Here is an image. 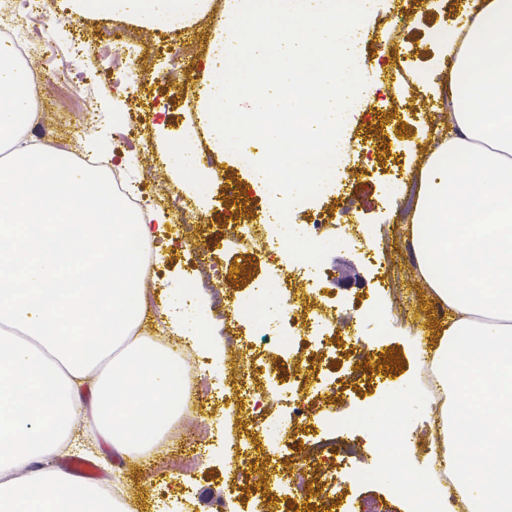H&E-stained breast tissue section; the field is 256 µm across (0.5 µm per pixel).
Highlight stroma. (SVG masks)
Instances as JSON below:
<instances>
[{
  "label": "stroma",
  "instance_id": "obj_1",
  "mask_svg": "<svg viewBox=\"0 0 512 512\" xmlns=\"http://www.w3.org/2000/svg\"><path fill=\"white\" fill-rule=\"evenodd\" d=\"M403 12L408 21L401 26L395 19ZM217 22L212 12L188 32L172 33L135 23L120 30L112 20L78 15L60 23L39 12L17 31L18 39L34 36L49 44L36 69L69 85L70 107H59L51 89L38 99L53 141L81 148L90 115L103 112L118 113L119 126L132 128L136 153L126 154L121 136L109 132L102 137L105 152L126 154V181L136 184L150 208L168 213L177 232L163 262L145 279L146 294L154 309L173 311L190 324L203 318L213 324V357H190L195 411L178 421L179 438L151 462L132 459L121 467L130 512H153L158 502L173 512H259L254 492L265 477L259 463L286 453L293 441L301 452L316 455L315 483L336 473L334 490L342 503L358 510L368 503L377 512H419L427 493H438L444 483L435 463L440 448L439 414L431 404L434 369L414 354L417 343L436 330L438 314L414 272L402 210L435 145L439 106L448 92L449 58L441 38L454 35L463 22L457 0H422L410 9L401 0H373L358 52L366 62L380 61L382 69L354 102L345 131L360 153L333 188L302 202L291 216L292 228L315 241L346 233L358 241L325 260L329 278L322 286L281 266L278 251L266 245L269 227L260 217L224 221L227 184L242 189L253 206L273 203L274 196L269 188L253 187L252 169L240 155L212 151L210 129L197 110L203 59ZM80 38L93 40V53H74ZM64 63L71 69L67 79L59 73ZM187 136L208 170L201 185L209 199L204 208L186 195L182 177L159 145L164 137ZM351 201L358 212L345 227L337 216ZM210 265L218 274L213 291L203 294V306L175 291L178 280ZM289 294L313 302L327 316L337 309L348 312L353 335L393 364L368 385L357 373L355 355L320 362L321 373L359 392L352 397L320 391L308 381L296 404L317 426L298 439L288 412L257 415L237 406L241 366H260L285 386L294 382L293 369L307 352L280 349L264 340L254 318L234 317L232 310L261 306L265 318L291 322L299 335L305 331L300 310L283 313L269 305ZM228 331L241 341L239 357L224 351ZM254 431L260 444L250 447L248 461L227 463V445Z\"/></svg>",
  "mask_w": 512,
  "mask_h": 512
}]
</instances>
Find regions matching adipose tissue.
Listing matches in <instances>:
<instances>
[{
  "mask_svg": "<svg viewBox=\"0 0 512 512\" xmlns=\"http://www.w3.org/2000/svg\"><path fill=\"white\" fill-rule=\"evenodd\" d=\"M85 17L164 29L208 0H74ZM446 119L407 226L419 280L444 313L428 356L447 393L440 445L467 512H512V0H462ZM33 74L0 50V512H127L51 466L84 419L113 457L151 453L186 407L185 373L142 335L152 225L112 188L27 137Z\"/></svg>",
  "mask_w": 512,
  "mask_h": 512,
  "instance_id": "obj_1",
  "label": "adipose tissue"
}]
</instances>
